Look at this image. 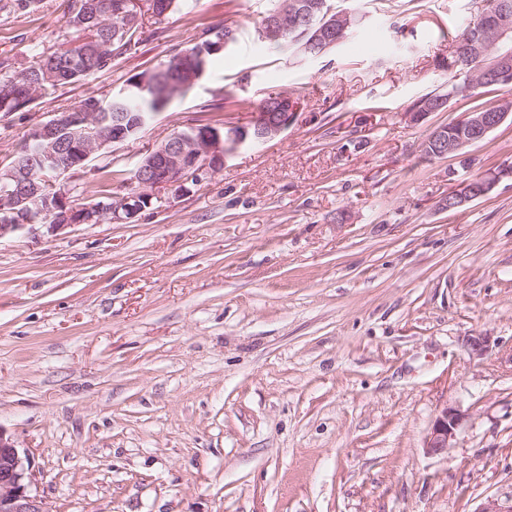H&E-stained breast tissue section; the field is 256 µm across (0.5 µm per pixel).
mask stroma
Listing matches in <instances>:
<instances>
[{
  "instance_id": "stroma-1",
  "label": "stroma",
  "mask_w": 512,
  "mask_h": 512,
  "mask_svg": "<svg viewBox=\"0 0 512 512\" xmlns=\"http://www.w3.org/2000/svg\"><path fill=\"white\" fill-rule=\"evenodd\" d=\"M361 23L308 57L265 45L270 0H190L145 17L92 80L0 112V164L33 129L107 96L210 28L237 41L136 138L66 177L120 197L147 150L198 123H248L303 90L281 136L126 222L0 240V428L50 512H478L512 501V178L448 211L452 187L512 166V121L466 157L436 128L512 87L450 98L439 66L483 0H334ZM72 0L0 14V76L58 43ZM467 336L489 337L484 355ZM453 448L423 444L443 405Z\"/></svg>"
}]
</instances>
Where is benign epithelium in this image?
<instances>
[{
	"instance_id": "benign-epithelium-1",
	"label": "benign epithelium",
	"mask_w": 512,
	"mask_h": 512,
	"mask_svg": "<svg viewBox=\"0 0 512 512\" xmlns=\"http://www.w3.org/2000/svg\"><path fill=\"white\" fill-rule=\"evenodd\" d=\"M163 0H116L112 4L114 14L127 19H140L148 9L158 11ZM493 24L488 26L477 19L471 23L461 39V50L466 56L480 62L479 81L483 84L499 83L512 76V0H496ZM297 22L309 37L305 49L334 46L351 24V16L343 11L333 17L315 20V14L305 0H291L286 11L267 19L262 35L274 40L288 23V17ZM302 102L289 97L272 99L264 103L263 111L255 113L244 125H224L221 128L208 124L192 127L185 134L169 137L156 149L150 150L138 163L137 192L122 197L107 208L93 212L86 204L71 200L72 188L64 181V175L86 167L91 155L117 142L130 140L136 130L142 128L143 118L131 112L112 113V126L106 119L91 112H66L64 119L72 127L84 124L95 129L89 138L77 141L68 153L58 150L52 124H42L34 132L38 153L29 155L30 146L18 149L26 156V165L14 164L9 174L12 189L0 188V214L14 213L24 202L32 203L26 220L20 223L0 221V239L34 226L47 211H54L52 194L48 187L60 186L65 191L63 199L65 221L49 225L51 231H61L75 224H90L109 217L113 220L131 219L151 205L154 195L161 191L178 193L188 181L199 184L224 168L226 158L242 146L268 142L288 130L296 120ZM512 113L466 112L460 126L467 131L444 141L442 130L434 131L438 139L436 153L440 156L457 154L498 128ZM512 177V167L489 172L481 177L465 180L448 192V199L441 203L445 210L456 209L466 202L487 194L490 185L503 177ZM464 416L459 409L445 405L438 410L430 432L425 438L424 449L428 455H445L454 447ZM34 475L28 455L16 446L15 441L0 430V512H49L44 499L33 493Z\"/></svg>"
}]
</instances>
